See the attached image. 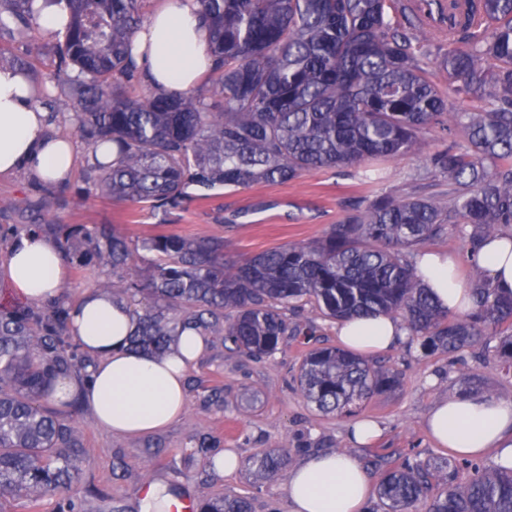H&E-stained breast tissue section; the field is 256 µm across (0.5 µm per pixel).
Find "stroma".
Here are the masks:
<instances>
[{
  "label": "stroma",
  "instance_id": "1",
  "mask_svg": "<svg viewBox=\"0 0 512 512\" xmlns=\"http://www.w3.org/2000/svg\"><path fill=\"white\" fill-rule=\"evenodd\" d=\"M52 47V41L38 34L26 45L5 40L0 42V58L7 62L24 58L47 80L49 94L43 103L56 116L55 130L74 137L73 98L64 81L55 77L58 60ZM461 138L458 130L430 131L420 152L383 162L381 179L372 183L354 169L319 170L285 184L218 188L208 198L168 211L97 196L85 179L91 152L85 141L76 139L75 164L65 184L54 186L23 170L0 175V199L42 204L41 209L22 214L1 212L0 224H39L47 217L59 224H114L135 243L161 233L220 235L229 254L240 258L320 238L354 203L375 194L409 191L430 155ZM66 265L63 293L72 304L112 277L109 268L94 261L82 264L70 259ZM308 350V345L288 336L274 355L255 359L226 347L223 337L207 336L204 353L186 375L184 417L148 436L111 435L96 425L88 408L78 407L72 419L82 464L71 490L77 512H112L116 503L125 512H140L149 483L159 480L195 502L207 495H239L250 497L253 512H270L274 506L287 512L288 471L305 458L335 451L349 453L363 464L393 451L415 454L424 461L442 457L445 449L430 439L424 427L438 398L468 390L467 380L476 374L483 378L478 393L512 398V375L498 369L494 355L455 363L448 354L424 353L418 341L409 340L378 357L399 372L400 383L365 401L359 414L376 420L382 435L373 445L359 446L349 438L350 417L322 414L294 382ZM203 437L209 449L199 448ZM270 449L282 450L284 464L273 477L264 478L252 460ZM225 450L239 457L235 474H222L210 465L215 452Z\"/></svg>",
  "mask_w": 512,
  "mask_h": 512
}]
</instances>
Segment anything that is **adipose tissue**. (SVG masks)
<instances>
[{
	"label": "adipose tissue",
	"instance_id": "ef3b65f1",
	"mask_svg": "<svg viewBox=\"0 0 512 512\" xmlns=\"http://www.w3.org/2000/svg\"><path fill=\"white\" fill-rule=\"evenodd\" d=\"M196 0H168L134 35V56L149 84L169 94L195 87L208 72V35ZM29 81L10 65H0V175L25 168L50 183L65 182L74 164L72 140L52 130L49 110L27 87ZM475 261L493 288L512 294V232L484 242ZM424 288L439 307L452 312L472 305L455 257L435 251L416 255ZM10 288L21 299L41 303L61 296L67 267L56 246L41 235L25 236L6 260ZM71 331L95 357L91 380L78 385L57 382L51 400L66 404L81 392L96 423L112 434L139 437L176 423L185 405V377L206 348L204 336L187 329L174 336L166 354L132 350L131 307L110 296L89 292L71 308ZM408 332L387 314L340 322L336 336L343 349L359 356L384 353L402 343ZM426 430L454 455L495 464L512 457V400L459 393L438 399L426 417ZM289 512H364L371 485L359 462L348 454L312 456L288 473Z\"/></svg>",
	"mask_w": 512,
	"mask_h": 512
}]
</instances>
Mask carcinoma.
Returning a JSON list of instances; mask_svg holds the SVG:
<instances>
[{"label": "carcinoma", "instance_id": "obj_1", "mask_svg": "<svg viewBox=\"0 0 512 512\" xmlns=\"http://www.w3.org/2000/svg\"><path fill=\"white\" fill-rule=\"evenodd\" d=\"M148 0H0V32L29 41L37 17L64 4L58 71L74 99L71 120L92 147L87 180L120 202L175 209L189 189L283 184L320 169L357 167L420 151L434 128L464 141L430 158L427 173L448 174V192L422 185L354 205L317 240L232 259L224 237L158 234L133 246L112 224H57L46 237L66 258L90 257L112 269L102 292L133 306L130 347L165 354L179 329L220 334L244 354L276 353L284 337L311 341L317 320L386 313L403 320L426 352L461 354L501 335L494 349L512 371V297L490 281L469 288L465 314L441 310L412 254L459 225L475 253L512 225V0H448V53L442 67L459 102L454 111L427 69L432 32L415 0H197L209 29L211 84L169 95L126 91L138 68L132 37ZM112 142L116 161L101 160ZM145 273L121 271L139 252ZM311 305L315 316L286 310ZM70 307H0V512L25 499L55 498L52 512H75L69 492L80 460L69 417L45 404L60 378L79 377L93 357L69 341ZM307 401L324 414L352 415L375 393L394 389L398 372L335 346L307 353L298 375ZM268 475L283 465L274 450L256 456ZM372 512H512V468L491 472L449 457L397 462L381 455ZM196 512H252L245 496L200 501Z\"/></svg>", "mask_w": 512, "mask_h": 512}]
</instances>
